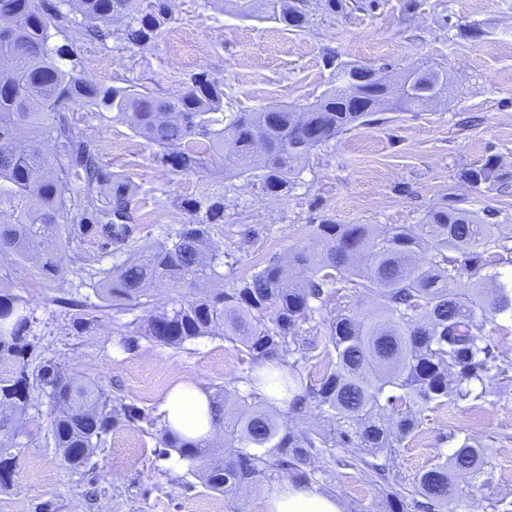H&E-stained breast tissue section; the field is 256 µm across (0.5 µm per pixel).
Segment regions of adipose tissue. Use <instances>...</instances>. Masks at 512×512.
<instances>
[{"label":"adipose tissue","mask_w":512,"mask_h":512,"mask_svg":"<svg viewBox=\"0 0 512 512\" xmlns=\"http://www.w3.org/2000/svg\"><path fill=\"white\" fill-rule=\"evenodd\" d=\"M161 412L166 429L183 439H204L214 431L210 397L201 388L176 385L167 394ZM267 512H343V508L334 497L288 484L269 497Z\"/></svg>","instance_id":"1"}]
</instances>
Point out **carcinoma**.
I'll list each match as a JSON object with an SVG mask.
<instances>
[{
	"label": "carcinoma",
	"mask_w": 512,
	"mask_h": 512,
	"mask_svg": "<svg viewBox=\"0 0 512 512\" xmlns=\"http://www.w3.org/2000/svg\"><path fill=\"white\" fill-rule=\"evenodd\" d=\"M63 4L75 7L86 36L101 43L111 36L145 45L173 21L168 0L145 9L141 0H0V16L15 22L8 39H0V211L10 217L0 224V254L40 259L42 273L54 277L60 260L42 247L57 240L76 245L90 235L108 245L126 243L136 193L108 170L92 139L75 130L66 112L71 104L110 108L112 119L153 145L157 162L172 173L221 167L233 176L254 174L263 190L286 194L312 150L367 124L385 105L424 111L449 91L445 70L421 69L414 76L379 69L374 75L362 64H343L336 87L305 110L269 106L224 120L217 116L224 86L204 73L172 97L135 86L109 92L86 80L78 70L80 51L53 43L52 30L67 18ZM272 16L291 31L308 23L303 0L273 5ZM24 132L34 142L54 141L60 151L51 156L35 145L19 148ZM463 178L474 188L500 191L512 170L491 156ZM181 208L190 221L170 240L106 271L102 292L117 307L135 306L156 283L176 288L222 281L150 315L139 334L180 347L220 326L251 369L237 405L227 406L219 392L210 400L224 452H211L208 439L182 441L166 431L159 454L176 451L209 489L223 492L259 476L307 481L320 449L355 448L362 454L352 457V466L382 486L391 512H456L464 487L487 465L486 449L471 436L456 438L451 453H438L410 483L389 478V463L420 431L424 413L450 399L498 398L512 380V358L484 335L494 317L512 314V287L498 271L512 265V232L454 205L433 208L409 226L325 221L312 227L319 249L303 247L285 262L226 277L220 268L227 254L210 238V226L224 223V193L187 198ZM464 275L468 287H455ZM360 293L375 296L374 312L330 314V305ZM32 320L28 302L0 288V432L11 415L27 409L37 387L49 400L52 439L63 461L86 465L104 435L148 413L110 406L95 384L77 381L59 364L30 369ZM323 328L334 356L313 384L299 363L309 349L306 334ZM266 361L277 362L273 381L288 405L282 417L257 401L254 372ZM311 406L332 428L288 426ZM13 447L0 439L1 488L9 484Z\"/></svg>",
	"instance_id": "carcinoma-1"
}]
</instances>
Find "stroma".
Segmentation results:
<instances>
[{
    "mask_svg": "<svg viewBox=\"0 0 512 512\" xmlns=\"http://www.w3.org/2000/svg\"><path fill=\"white\" fill-rule=\"evenodd\" d=\"M174 21L155 41L135 46L108 40L86 44L81 17L71 14L55 44L81 49L84 77L102 88L145 85L175 95L206 73L224 85V113L263 106H307L334 86L323 55L386 66L393 71L447 69V99L423 112L384 108L376 123L337 136L312 152L290 193L272 195L258 178L220 180L218 173L181 176L165 171L154 148L105 107L72 106L77 130L91 135L109 169L137 189L127 244L104 246L97 237L61 248L63 264L78 260L84 274L41 278L36 261L0 259V286L26 299L33 311L28 339L31 366L61 362L76 378L101 388L114 405L144 408L149 418L104 435L93 468L65 466L50 432L48 404L40 389L12 429L16 458L12 480L0 489V512H267L281 479L258 478L242 490L217 493L188 468L172 471L160 455L164 431L160 406L178 383L234 395L250 371L243 353L222 336H206L175 348L137 335L150 314L171 308L170 287L152 289L149 305L112 310L88 271L111 268L187 223L179 203L223 192L224 221L211 235L230 254L237 272L287 257L313 245V225L419 223L427 210L463 201L488 224L512 225V187L478 191L464 170L496 155L512 166V0H356L326 12L308 0V24L290 31L271 19L266 0L251 16L233 4L170 0ZM94 315L74 326L76 312ZM136 347L117 348L120 334ZM469 434L488 450V484L467 489L457 512H512V384L500 401L448 403L431 412L417 436L404 442L391 473L412 480L439 450H451L450 434ZM311 489L340 500L346 512H385L375 483L334 448L315 458ZM499 500L491 508L490 500Z\"/></svg>",
    "mask_w": 512,
    "mask_h": 512,
    "instance_id": "obj_1",
    "label": "stroma"
}]
</instances>
